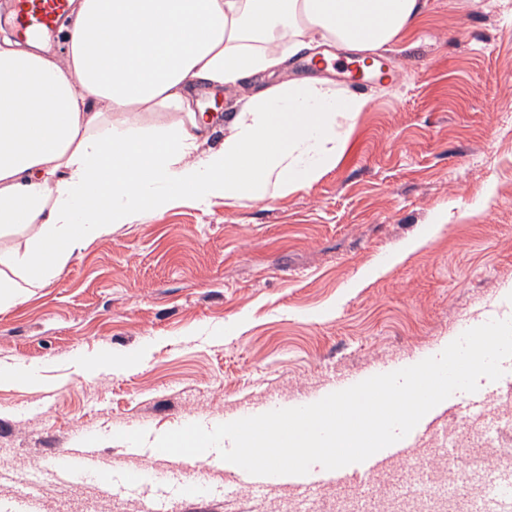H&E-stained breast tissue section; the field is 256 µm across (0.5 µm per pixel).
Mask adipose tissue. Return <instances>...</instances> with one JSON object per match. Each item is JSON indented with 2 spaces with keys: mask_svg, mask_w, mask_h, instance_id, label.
Wrapping results in <instances>:
<instances>
[{
  "mask_svg": "<svg viewBox=\"0 0 512 512\" xmlns=\"http://www.w3.org/2000/svg\"><path fill=\"white\" fill-rule=\"evenodd\" d=\"M427 0H79L65 55L0 39V231L25 226L22 282L42 287L84 242L174 198L239 204L306 189L341 159L366 97L320 79H282L318 41L371 52L410 39ZM268 81L227 121L193 89ZM178 113L143 125L142 112Z\"/></svg>",
  "mask_w": 512,
  "mask_h": 512,
  "instance_id": "adipose-tissue-1",
  "label": "adipose tissue"
}]
</instances>
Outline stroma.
<instances>
[{
    "instance_id": "1",
    "label": "stroma",
    "mask_w": 512,
    "mask_h": 512,
    "mask_svg": "<svg viewBox=\"0 0 512 512\" xmlns=\"http://www.w3.org/2000/svg\"><path fill=\"white\" fill-rule=\"evenodd\" d=\"M418 35L384 49L395 82L335 168L260 202L179 199L78 249L23 303L0 307V466L35 479L33 512H143L90 475L43 480L54 453L92 436L111 478L160 473L181 512H309L287 488L226 494L231 472L157 438L189 424L291 406L337 380L412 365L449 338L512 318V0H428ZM425 247L393 254L437 213ZM134 354L135 366L123 358Z\"/></svg>"
}]
</instances>
